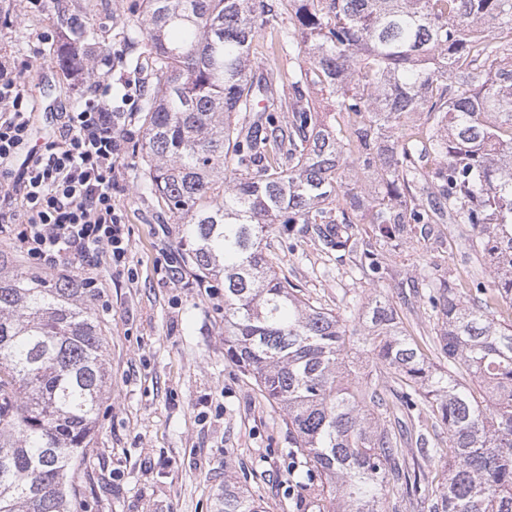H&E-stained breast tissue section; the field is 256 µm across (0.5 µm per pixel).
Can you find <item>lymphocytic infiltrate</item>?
Instances as JSON below:
<instances>
[{"instance_id":"lymphocytic-infiltrate-1","label":"lymphocytic infiltrate","mask_w":512,"mask_h":512,"mask_svg":"<svg viewBox=\"0 0 512 512\" xmlns=\"http://www.w3.org/2000/svg\"><path fill=\"white\" fill-rule=\"evenodd\" d=\"M23 66L0 64V232L41 269L92 270L128 259L121 211L112 203L116 164L130 141L112 117V86L94 82L58 133L29 147L30 82Z\"/></svg>"}]
</instances>
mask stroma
<instances>
[{"label": "stroma", "mask_w": 512, "mask_h": 512, "mask_svg": "<svg viewBox=\"0 0 512 512\" xmlns=\"http://www.w3.org/2000/svg\"><path fill=\"white\" fill-rule=\"evenodd\" d=\"M132 0H52L47 11L25 0H0V57L28 64L36 101L32 146L60 127L62 114L99 75V52L85 46L82 75L58 65L60 33L74 18L93 19L111 44L112 109L120 128L139 137L124 118V84L135 48L124 42ZM57 32L44 42L43 32ZM114 204L125 218L132 275L99 268L95 311L106 338L110 392L89 447L75 472L87 512H213L225 480L239 482L268 512H299L300 493L288 469L292 438L284 414L254 381L224 356V287L197 285L183 262L181 227L139 187L132 154L117 165ZM266 252L314 306L349 317L352 304L388 298L406 330L431 340L434 323L421 300H403L398 282L452 278L463 288L493 277L490 261L475 255L465 224H435L403 244L388 277L364 275L358 255L336 258L311 235L274 227Z\"/></svg>", "instance_id": "obj_1"}]
</instances>
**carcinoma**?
<instances>
[{"mask_svg":"<svg viewBox=\"0 0 512 512\" xmlns=\"http://www.w3.org/2000/svg\"><path fill=\"white\" fill-rule=\"evenodd\" d=\"M127 29L151 86L133 114L141 183L181 225L193 278L222 277L225 355L285 412L304 498L386 512L428 479L413 440L447 471L421 512H512V0H139ZM262 32L278 55L257 75ZM275 224L338 253L358 248L355 224L398 243L469 225L494 278L420 294L448 371L385 299L353 327L311 305L264 253ZM10 264L0 251V512H76L107 392L93 289ZM393 411L448 427V446L429 447L419 422L381 424ZM215 512L266 510L226 481Z\"/></svg>","mask_w":512,"mask_h":512,"instance_id":"1","label":"carcinoma"}]
</instances>
